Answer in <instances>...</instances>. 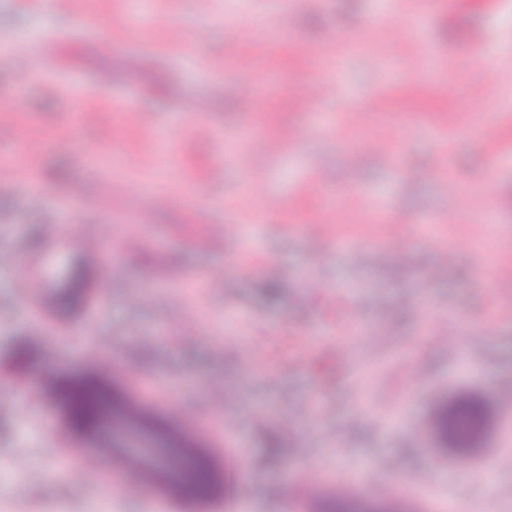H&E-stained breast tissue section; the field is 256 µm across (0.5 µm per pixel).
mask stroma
<instances>
[{
	"label": "stroma",
	"instance_id": "stroma-1",
	"mask_svg": "<svg viewBox=\"0 0 512 512\" xmlns=\"http://www.w3.org/2000/svg\"><path fill=\"white\" fill-rule=\"evenodd\" d=\"M378 2L146 0L143 23L129 0H81L79 19L72 0H0V100L25 116L0 127V209L14 212L0 223V512L169 505L62 429L46 376L93 371L216 447L224 495L196 512H320L340 494L386 512L391 488L422 512H512V467L492 454L512 448L497 408L512 386V288L498 281L512 260V0L391 16ZM316 78L324 95H292ZM372 92L379 108L344 124ZM452 191L465 207L435 223ZM270 196L280 210L246 215ZM221 222L230 232L212 239ZM87 241L90 294L57 310ZM35 254L28 294L16 259ZM258 258L277 281L241 275ZM26 338L35 352L20 361ZM142 381L165 395L142 398ZM461 390L494 408L463 474L429 429L434 395Z\"/></svg>",
	"mask_w": 512,
	"mask_h": 512
}]
</instances>
